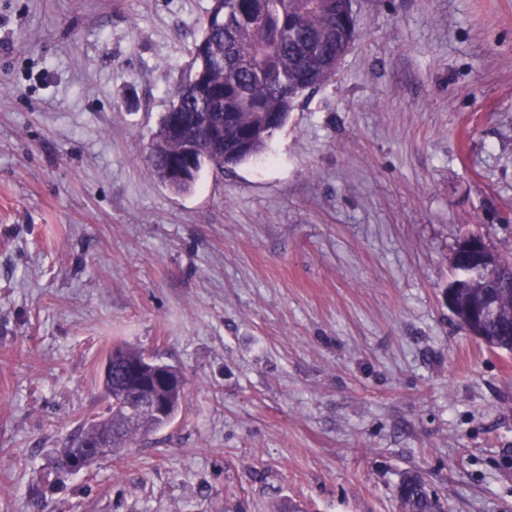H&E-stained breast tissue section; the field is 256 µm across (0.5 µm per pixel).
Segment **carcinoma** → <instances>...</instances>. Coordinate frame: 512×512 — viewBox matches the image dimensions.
<instances>
[{"instance_id":"carcinoma-1","label":"carcinoma","mask_w":512,"mask_h":512,"mask_svg":"<svg viewBox=\"0 0 512 512\" xmlns=\"http://www.w3.org/2000/svg\"><path fill=\"white\" fill-rule=\"evenodd\" d=\"M358 37L356 22L348 16L344 0H211L202 34L193 43L192 71L205 83L186 79L159 122L150 149L148 169L177 193L193 184L171 179L170 161L184 150L180 135L168 136L173 119L182 122L181 135L196 144L197 171L222 169L263 154L275 132L309 87L324 81L344 48ZM459 306L486 296L498 300V313L486 318L480 339L493 349L512 353V259L500 258L488 275L469 268L454 279ZM112 353L123 363H142L145 352L117 345ZM108 391L105 414L86 420L77 441L107 426L118 429L121 443L169 424L175 418L184 389L164 390L166 418L129 413L130 390L120 378L104 383ZM405 512H443L425 489L423 476L407 472L398 485Z\"/></svg>"}]
</instances>
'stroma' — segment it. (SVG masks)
Returning a JSON list of instances; mask_svg holds the SVG:
<instances>
[{
	"label": "stroma",
	"mask_w": 512,
	"mask_h": 512,
	"mask_svg": "<svg viewBox=\"0 0 512 512\" xmlns=\"http://www.w3.org/2000/svg\"><path fill=\"white\" fill-rule=\"evenodd\" d=\"M210 0H0V512H512V355L460 327L466 233L512 254V0H353L265 153L146 159ZM117 343L175 419L55 467ZM398 496L406 512H443L437 501L428 495L424 478L418 472H407L401 477Z\"/></svg>",
	"instance_id": "35a3bbf8"
}]
</instances>
